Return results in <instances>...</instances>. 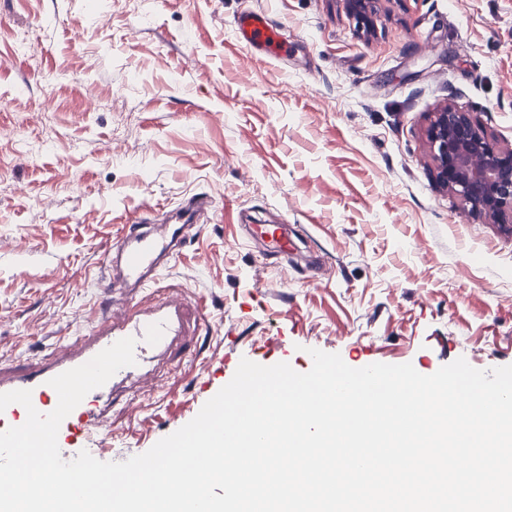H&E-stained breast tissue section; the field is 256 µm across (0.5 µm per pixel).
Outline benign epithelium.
<instances>
[{
    "label": "benign epithelium",
    "mask_w": 512,
    "mask_h": 512,
    "mask_svg": "<svg viewBox=\"0 0 512 512\" xmlns=\"http://www.w3.org/2000/svg\"><path fill=\"white\" fill-rule=\"evenodd\" d=\"M428 137L439 181L472 213L512 224V147L498 146L451 105L435 113Z\"/></svg>",
    "instance_id": "1"
}]
</instances>
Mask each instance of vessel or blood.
I'll list each match as a JSON object with an SVG mask.
<instances>
[{
  "label": "vessel or blood",
  "instance_id": "b4317fda",
  "mask_svg": "<svg viewBox=\"0 0 512 512\" xmlns=\"http://www.w3.org/2000/svg\"><path fill=\"white\" fill-rule=\"evenodd\" d=\"M234 35L240 45L276 59L287 58L291 51L287 30L261 11L240 13L234 22ZM206 206L203 199L192 197L177 208L173 223L155 225L142 216L124 226L121 235L106 250L104 265L108 274L103 280L106 292L120 290L131 296L155 284L163 262L185 245V225L198 223ZM253 230L279 256L292 254L293 245L284 225L257 224ZM176 310L174 300L168 298L151 309L122 303L119 314L104 312L91 330L65 345L60 353L20 370L0 364V393L31 391L34 407L40 413H49L58 400L49 384L51 378L86 363L120 339L134 338L135 365L120 369L102 387L90 391L63 420L58 432L62 439L76 431L86 442L102 440L112 433L106 414L113 403L114 390L144 368L150 353L169 346L178 329Z\"/></svg>",
  "mask_w": 512,
  "mask_h": 512
}]
</instances>
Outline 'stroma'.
<instances>
[{"label": "stroma", "instance_id": "1", "mask_svg": "<svg viewBox=\"0 0 512 512\" xmlns=\"http://www.w3.org/2000/svg\"><path fill=\"white\" fill-rule=\"evenodd\" d=\"M248 8L288 58L236 42ZM448 104L512 147V0H0V360L90 328L124 225L206 196L158 279L197 349L119 389L104 460L187 424L244 357L512 365V224L438 182ZM246 224L287 225L291 258Z\"/></svg>", "mask_w": 512, "mask_h": 512}]
</instances>
